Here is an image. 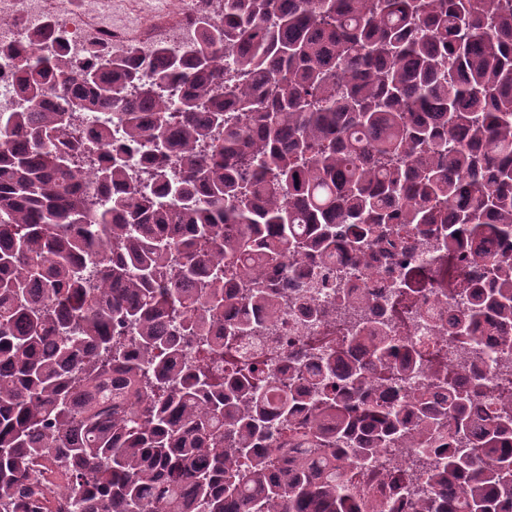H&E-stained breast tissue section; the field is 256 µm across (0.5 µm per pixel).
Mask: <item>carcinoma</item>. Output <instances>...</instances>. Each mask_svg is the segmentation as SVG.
Wrapping results in <instances>:
<instances>
[{
  "mask_svg": "<svg viewBox=\"0 0 512 512\" xmlns=\"http://www.w3.org/2000/svg\"><path fill=\"white\" fill-rule=\"evenodd\" d=\"M153 57L33 55L0 114V512H403L344 482L392 444L435 493L411 512H512V387L354 335L278 378L231 343L279 313L292 260L453 252L512 236V0H218ZM177 84L179 100L164 87ZM108 112L121 136L80 124ZM512 344V252L470 282ZM435 365L437 401L404 393Z\"/></svg>",
  "mask_w": 512,
  "mask_h": 512,
  "instance_id": "obj_1",
  "label": "carcinoma"
}]
</instances>
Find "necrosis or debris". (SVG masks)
I'll list each match as a JSON object with an SVG mask.
<instances>
[{"mask_svg": "<svg viewBox=\"0 0 512 512\" xmlns=\"http://www.w3.org/2000/svg\"><path fill=\"white\" fill-rule=\"evenodd\" d=\"M169 10L165 0H0V112L15 111L20 100L16 76L17 49L25 47L28 35L53 24L59 40H47L38 49L48 56L57 49L76 63L86 61L92 46L113 54L136 44L139 55L150 59L162 34L173 42L187 44L197 34V20L212 13L211 0H177ZM481 261L468 256L465 262L440 257L430 263L418 258L407 264L385 262L377 253L362 259L339 255L332 274L338 284L332 292L305 288L291 292L276 328L253 335L239 353L246 361L262 360L276 376L287 375L289 365L306 351L345 335L344 319L321 320L312 312L323 306L357 313L366 312V335H373L377 323H385L393 335L419 343L421 350L447 356L449 363H465L463 379L485 374L487 383L477 396L482 409L495 405L501 387L512 382V349L503 344L491 322L481 325L480 346L465 338L447 341L448 331L463 320L471 301L466 283ZM414 452L392 447L382 455L378 474L348 472V481L372 498H385L393 490L412 497L426 489L424 471L412 467Z\"/></svg>", "mask_w": 512, "mask_h": 512, "instance_id": "obj_1", "label": "necrosis or debris"}]
</instances>
